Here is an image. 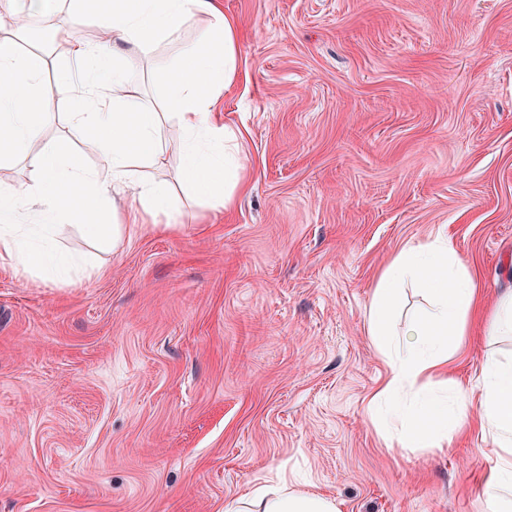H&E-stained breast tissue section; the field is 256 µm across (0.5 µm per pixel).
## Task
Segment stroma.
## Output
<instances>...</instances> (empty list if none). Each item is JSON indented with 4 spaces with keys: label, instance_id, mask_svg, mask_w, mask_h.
I'll use <instances>...</instances> for the list:
<instances>
[{
    "label": "stroma",
    "instance_id": "1",
    "mask_svg": "<svg viewBox=\"0 0 512 512\" xmlns=\"http://www.w3.org/2000/svg\"><path fill=\"white\" fill-rule=\"evenodd\" d=\"M241 38L222 94L240 143L230 206L148 176L181 223L111 251L79 225L90 276L0 269V512H224L260 484L342 512H484L477 428L390 450L369 409L385 363L367 306L407 245L447 229L486 303L512 289V0H222ZM202 26L191 19L181 40ZM181 40L126 81L160 108ZM41 138L82 147L73 93ZM512 340L472 328L451 378Z\"/></svg>",
    "mask_w": 512,
    "mask_h": 512
}]
</instances>
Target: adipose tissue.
<instances>
[{
  "label": "adipose tissue",
  "instance_id": "ef3b65f1",
  "mask_svg": "<svg viewBox=\"0 0 512 512\" xmlns=\"http://www.w3.org/2000/svg\"><path fill=\"white\" fill-rule=\"evenodd\" d=\"M65 14L49 41L71 65L58 81L74 93L73 119L87 134L86 148L100 164L90 169L79 154L39 146L57 117L43 75L46 53L30 42L28 21L36 15ZM204 16L200 38L184 45L165 78V105L182 135L175 144L161 136V113L132 94L122 63L148 54L162 39L179 37L186 21ZM92 21L97 35L87 40L78 26ZM239 32L218 0H112L92 8L89 0H0V163L31 161L33 177L15 185L0 182V261L16 273L36 278L80 267L79 258L49 245L44 234L54 224H78L93 237L111 231L120 247L150 219L174 211L169 190L142 180L143 170L168 156L179 162V182L193 199L229 204L240 180L233 161L235 135L219 112L222 91L234 79ZM129 189L122 211L101 218L115 191ZM414 280L430 310L404 331L408 357L396 351L389 317L400 290ZM369 334L383 355L386 377L377 398L419 395L415 408L391 439L398 448H446L453 444L470 411L490 446L484 454L487 512H512V357L489 356L476 389L444 374L473 318H483L490 335H512V291L494 307L482 308L469 265L442 231L427 245L405 247L383 271L368 310ZM224 512H341L335 500L287 486L257 488L249 497L225 501Z\"/></svg>",
  "mask_w": 512,
  "mask_h": 512
}]
</instances>
